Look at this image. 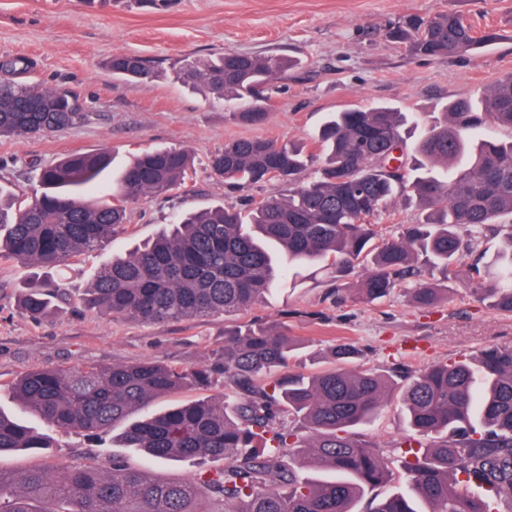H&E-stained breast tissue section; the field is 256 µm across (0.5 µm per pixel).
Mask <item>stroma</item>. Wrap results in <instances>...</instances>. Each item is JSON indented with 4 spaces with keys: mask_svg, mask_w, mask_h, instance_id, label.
I'll return each instance as SVG.
<instances>
[{
    "mask_svg": "<svg viewBox=\"0 0 512 512\" xmlns=\"http://www.w3.org/2000/svg\"><path fill=\"white\" fill-rule=\"evenodd\" d=\"M451 10L470 19L477 31L499 32L500 40L464 55L416 58L386 36L405 16L427 19ZM118 53L149 60L154 77L113 78L106 63ZM222 53L300 60L298 69L276 82L264 123L234 121L225 103L176 79L171 69L176 61L201 63ZM4 56L28 58L25 82L68 90L93 113L87 124L62 133L0 138V188L16 199L29 201L39 169L73 152L104 148L118 165L147 148H182L193 156L184 187L128 204L124 233L99 248L77 253L58 268L0 256V412L46 433L55 455L80 463L120 454L170 480L190 478L201 466L197 460L145 458L123 447L114 432L90 439L49 427L9 390L34 368L144 358L190 368L223 353L225 326L267 322L301 337L291 367L330 369L331 347L348 341L362 349L365 366L381 373L404 370L398 381L403 387L407 375L430 364L471 360L491 345L512 346V315L478 302L454 282L448 300L429 309L414 308L402 290L380 300H357L353 287L364 273L360 266L342 281L328 269L303 270L297 280L275 286L263 302L226 318L147 325L102 315L81 302L113 256L154 236L182 212L285 192L277 180L239 190L213 176L210 157L225 142L266 138L308 146L329 114L374 103L412 114L413 123L404 128L412 140L444 104L479 99L512 73V0H171L161 9L140 8L137 0H97L92 6L85 0H0ZM37 278L63 283L68 299L35 321L18 310L17 298ZM359 432L394 454L406 434L398 398L388 400Z\"/></svg>",
    "mask_w": 512,
    "mask_h": 512,
    "instance_id": "stroma-1",
    "label": "stroma"
}]
</instances>
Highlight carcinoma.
<instances>
[{
	"label": "carcinoma",
	"instance_id": "cac0c4a2",
	"mask_svg": "<svg viewBox=\"0 0 512 512\" xmlns=\"http://www.w3.org/2000/svg\"><path fill=\"white\" fill-rule=\"evenodd\" d=\"M414 57H452L494 41L476 35L455 12L430 20L408 16L389 31ZM113 77L145 81L154 71L132 54L109 61ZM296 61L224 53L176 70L232 107V117L262 124L268 86ZM25 57L0 60V71L23 74ZM410 142L406 113L376 104L335 112L304 152L264 138L224 143L211 172L234 187L272 179L288 193L245 207L217 205L187 212L155 238L112 259L84 297L86 306L163 325L245 311L290 267L319 263L336 276L365 265L363 298L388 296L412 280L411 304L428 308L448 295L423 280L421 262L470 288L494 309L512 314V231L509 248L486 256L484 270L463 272L465 257L497 219L512 216V75L478 102L445 106ZM90 112L65 90L0 80V137L52 134L77 127ZM189 151L138 153L107 183L106 151L76 152L40 169L39 194L18 207L0 202V252L40 267H60L122 234L127 204L181 185ZM410 191L425 216L377 241L374 220ZM65 300L58 283L34 280L20 297L31 319ZM224 354L210 364L172 367L152 359L112 366L37 368L11 384L15 397L56 428L97 437L188 383L224 385L209 400L145 413L120 442L154 459L222 460L179 482L112 459L55 462L18 472L0 470V512H354L365 491L393 479L392 460L353 429L370 423L390 398V379L356 364L359 350L337 344L335 368L287 370L298 344L288 329L254 323L224 332ZM410 431L399 442L402 475L421 502L402 494L369 512H512V347L491 346L475 362L435 363L401 391ZM50 447L48 437L0 413V455ZM306 467L336 478L309 479ZM487 492L470 493L472 487Z\"/></svg>",
	"mask_w": 512,
	"mask_h": 512
}]
</instances>
